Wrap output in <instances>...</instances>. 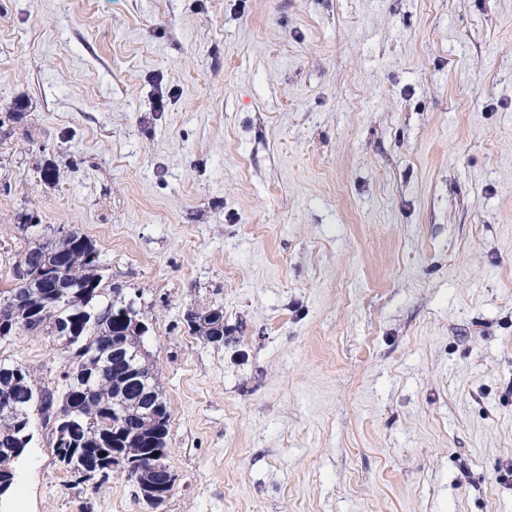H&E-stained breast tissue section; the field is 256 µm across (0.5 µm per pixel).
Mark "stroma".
Masks as SVG:
<instances>
[{
    "mask_svg": "<svg viewBox=\"0 0 512 512\" xmlns=\"http://www.w3.org/2000/svg\"><path fill=\"white\" fill-rule=\"evenodd\" d=\"M27 213L149 327L159 512H512V0H0V291ZM17 473L0 512H152L41 427ZM176 483V475L161 458L150 465L149 474L140 483L142 497L149 501L165 502Z\"/></svg>",
    "mask_w": 512,
    "mask_h": 512,
    "instance_id": "1",
    "label": "stroma"
}]
</instances>
